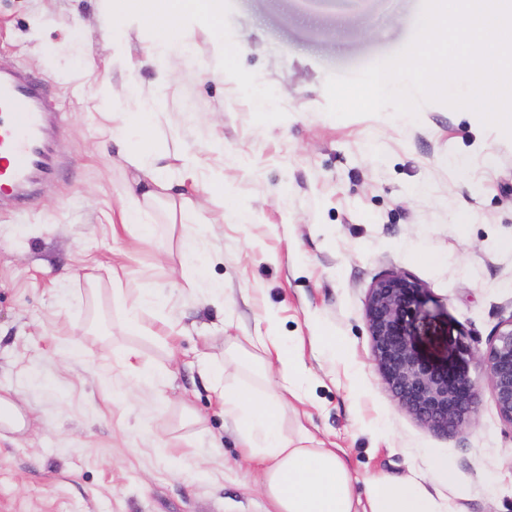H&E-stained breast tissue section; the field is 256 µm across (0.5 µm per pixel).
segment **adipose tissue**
<instances>
[{
  "instance_id": "ef3b65f1",
  "label": "adipose tissue",
  "mask_w": 512,
  "mask_h": 512,
  "mask_svg": "<svg viewBox=\"0 0 512 512\" xmlns=\"http://www.w3.org/2000/svg\"><path fill=\"white\" fill-rule=\"evenodd\" d=\"M190 12L204 14L216 37H223L224 0H150L148 33L168 72L177 68L172 39L191 37L181 25ZM154 118L147 103L138 111L112 115L115 136L136 143L125 155L135 168H143L154 154ZM252 344L257 364L271 357L278 362L281 388L223 385L215 368L205 366L204 372L216 382L224 415L236 425L246 455L261 464L262 488L273 512H357L354 478L336 450L322 447L304 426L289 432L282 425L288 398L299 395L306 375L303 361L276 336H256ZM366 485L369 512H445L442 503L415 480L371 477Z\"/></svg>"
}]
</instances>
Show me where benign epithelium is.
<instances>
[{
	"label": "benign epithelium",
	"instance_id": "1",
	"mask_svg": "<svg viewBox=\"0 0 512 512\" xmlns=\"http://www.w3.org/2000/svg\"><path fill=\"white\" fill-rule=\"evenodd\" d=\"M422 294L421 284L399 273L373 285L366 304L373 361L403 409L430 427L456 430L471 420L475 386L467 373L434 365L416 350L411 325ZM481 363L499 415L512 424V318L501 324Z\"/></svg>",
	"mask_w": 512,
	"mask_h": 512
}]
</instances>
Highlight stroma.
I'll return each mask as SVG.
<instances>
[{"label":"stroma","mask_w":512,"mask_h":512,"mask_svg":"<svg viewBox=\"0 0 512 512\" xmlns=\"http://www.w3.org/2000/svg\"><path fill=\"white\" fill-rule=\"evenodd\" d=\"M421 7L224 0L223 49L185 18L193 37L167 76L138 7L0 0V54L53 87L65 164L26 211L0 213V397L25 417L0 424V512H269L202 370L252 384L250 338L268 328L307 368L286 428L307 427L357 478H414L448 512H512V424L480 362L512 319V138L438 102L414 118L325 111L328 76L403 49ZM101 88L130 112L155 99L153 167L174 209L223 180L202 213L223 295L183 279V224L154 208L153 240L124 226L125 189L149 173L105 131ZM394 272L423 287L418 350L475 385L462 429L402 410L372 362L366 300ZM147 291L162 303L129 330L124 307ZM142 368L164 369L166 385ZM437 458L453 483L435 479Z\"/></svg>","instance_id":"stroma-1"}]
</instances>
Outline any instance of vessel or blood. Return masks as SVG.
<instances>
[{"instance_id":"obj_1","label":"vessel or blood","mask_w":512,"mask_h":512,"mask_svg":"<svg viewBox=\"0 0 512 512\" xmlns=\"http://www.w3.org/2000/svg\"><path fill=\"white\" fill-rule=\"evenodd\" d=\"M58 121L45 83L0 55V211H23L37 183L58 175L50 147Z\"/></svg>"}]
</instances>
